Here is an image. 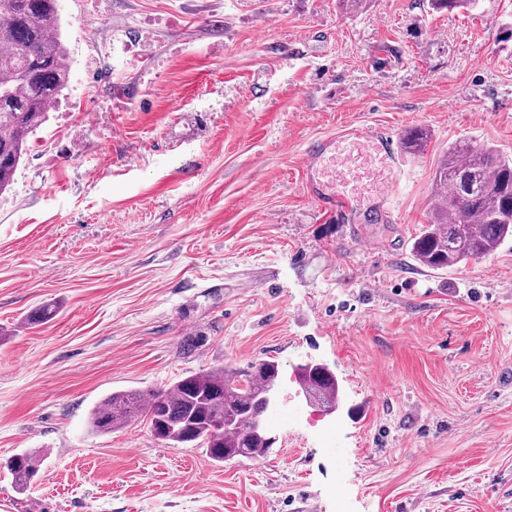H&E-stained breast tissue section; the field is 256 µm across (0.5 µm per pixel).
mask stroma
<instances>
[{
    "mask_svg": "<svg viewBox=\"0 0 512 512\" xmlns=\"http://www.w3.org/2000/svg\"><path fill=\"white\" fill-rule=\"evenodd\" d=\"M59 5L70 82L0 199V512H512V242L411 252L451 142L512 155V0ZM373 126L428 138L389 217L337 222L306 149ZM262 360L265 457L89 428L112 392ZM309 362L339 413L306 403ZM38 456L33 452H23L15 455L11 461L7 463V469L13 477V481L18 490L23 491L27 488L29 481H31L35 474L30 475L38 471Z\"/></svg>",
    "mask_w": 512,
    "mask_h": 512,
    "instance_id": "35a3bbf8",
    "label": "stroma"
}]
</instances>
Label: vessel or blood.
I'll list each match as a JSON object with an SVG mask.
<instances>
[{
    "instance_id": "1",
    "label": "vessel or blood",
    "mask_w": 512,
    "mask_h": 512,
    "mask_svg": "<svg viewBox=\"0 0 512 512\" xmlns=\"http://www.w3.org/2000/svg\"><path fill=\"white\" fill-rule=\"evenodd\" d=\"M351 152L370 161L375 171L384 175V185L375 194L373 203L377 212L388 215L389 201L400 167V154L395 135L386 128L356 129L341 141L330 139L312 143L304 161L311 195L329 214H348V201L362 196L366 189L363 176H351L339 169Z\"/></svg>"
}]
</instances>
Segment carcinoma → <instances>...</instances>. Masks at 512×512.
<instances>
[{
    "instance_id": "1",
    "label": "carcinoma",
    "mask_w": 512,
    "mask_h": 512,
    "mask_svg": "<svg viewBox=\"0 0 512 512\" xmlns=\"http://www.w3.org/2000/svg\"><path fill=\"white\" fill-rule=\"evenodd\" d=\"M58 0H0V198L10 190L29 135L46 120L49 106L69 81ZM433 221L414 238L411 250L426 267L444 270L496 251L512 238V158L469 140L448 146L435 174ZM45 304L29 324L53 318ZM279 367L271 360L246 370L217 367L187 375L164 390L113 392L95 406L89 425L110 433L139 419L154 437L173 447L202 445L215 462L268 454V432L254 424L268 412ZM323 400L335 383L312 375ZM19 490L38 471L37 455L23 452L7 463Z\"/></svg>"
}]
</instances>
